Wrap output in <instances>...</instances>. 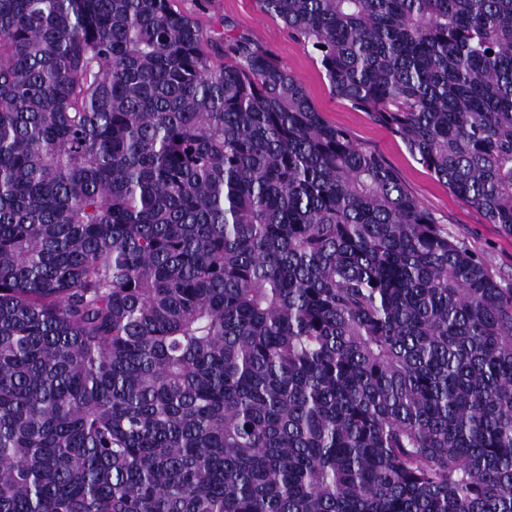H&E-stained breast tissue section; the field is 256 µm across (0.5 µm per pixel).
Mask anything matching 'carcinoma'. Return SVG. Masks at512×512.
Returning <instances> with one entry per match:
<instances>
[{
	"label": "carcinoma",
	"instance_id": "cac0c4a2",
	"mask_svg": "<svg viewBox=\"0 0 512 512\" xmlns=\"http://www.w3.org/2000/svg\"><path fill=\"white\" fill-rule=\"evenodd\" d=\"M512 234V0H258ZM0 512H512V288L243 36L0 0Z\"/></svg>",
	"mask_w": 512,
	"mask_h": 512
}]
</instances>
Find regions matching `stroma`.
I'll return each mask as SVG.
<instances>
[{
  "mask_svg": "<svg viewBox=\"0 0 512 512\" xmlns=\"http://www.w3.org/2000/svg\"><path fill=\"white\" fill-rule=\"evenodd\" d=\"M180 7L211 39L243 35L270 52L304 85L326 122L346 129L360 149L377 155L449 235L483 258L502 287L512 286V235L488 223L480 209L435 178L389 127L333 95L315 57L256 0H180Z\"/></svg>",
  "mask_w": 512,
  "mask_h": 512,
  "instance_id": "1",
  "label": "stroma"
}]
</instances>
